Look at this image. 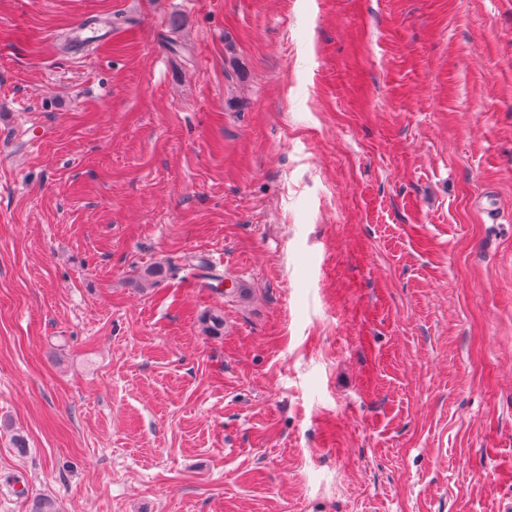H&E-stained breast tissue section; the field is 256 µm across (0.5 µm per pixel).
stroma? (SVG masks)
I'll return each instance as SVG.
<instances>
[{
	"label": "stroma",
	"instance_id": "stroma-1",
	"mask_svg": "<svg viewBox=\"0 0 512 512\" xmlns=\"http://www.w3.org/2000/svg\"><path fill=\"white\" fill-rule=\"evenodd\" d=\"M38 494L512 503V0H0V512Z\"/></svg>",
	"mask_w": 512,
	"mask_h": 512
}]
</instances>
